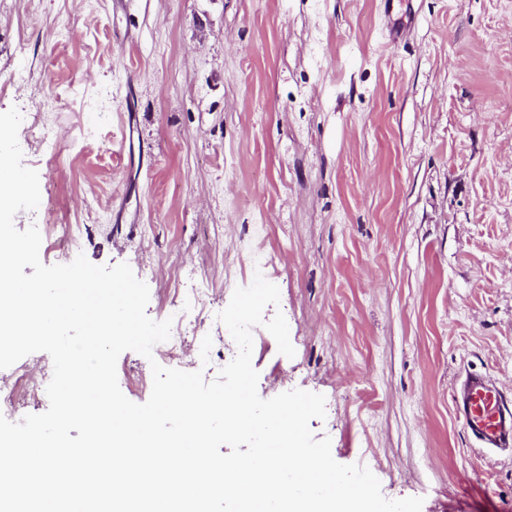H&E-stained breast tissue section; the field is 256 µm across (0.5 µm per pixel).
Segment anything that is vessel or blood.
<instances>
[{"label": "vessel or blood", "instance_id": "obj_1", "mask_svg": "<svg viewBox=\"0 0 512 512\" xmlns=\"http://www.w3.org/2000/svg\"><path fill=\"white\" fill-rule=\"evenodd\" d=\"M456 414L482 448H512V402L486 376L467 373L456 385Z\"/></svg>", "mask_w": 512, "mask_h": 512}]
</instances>
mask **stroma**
<instances>
[{"instance_id":"1","label":"stroma","mask_w":512,"mask_h":512,"mask_svg":"<svg viewBox=\"0 0 512 512\" xmlns=\"http://www.w3.org/2000/svg\"><path fill=\"white\" fill-rule=\"evenodd\" d=\"M512 0H0V112L18 107L42 206L163 320L206 285L166 365L217 378L213 318L255 273L294 357L253 333L258 393L325 397L333 458L422 512H512L455 379L512 392ZM211 336L209 360L199 356Z\"/></svg>"}]
</instances>
